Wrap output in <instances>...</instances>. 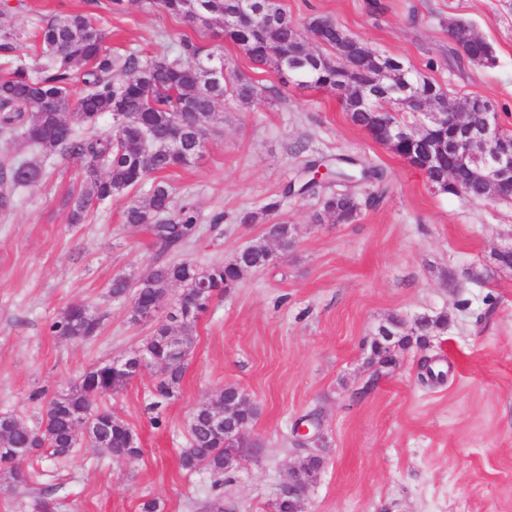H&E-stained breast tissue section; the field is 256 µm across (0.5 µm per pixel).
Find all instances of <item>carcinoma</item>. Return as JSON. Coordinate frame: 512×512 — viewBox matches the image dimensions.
I'll return each mask as SVG.
<instances>
[{"label":"carcinoma","mask_w":512,"mask_h":512,"mask_svg":"<svg viewBox=\"0 0 512 512\" xmlns=\"http://www.w3.org/2000/svg\"><path fill=\"white\" fill-rule=\"evenodd\" d=\"M159 4L198 33L216 28L237 45L253 62L269 67L283 86L325 88L338 91L350 121L373 132L381 144L374 116L384 114L396 127H406L399 115L409 112L417 121L423 116L402 101V95L389 91L406 83L415 86L431 108L448 106V94L430 80L406 68L394 58L385 57L365 43L353 40L331 20L314 17L299 26L282 5L275 4L273 23L250 28L225 25L233 0H147ZM458 66L464 63L490 67L496 61L492 44L462 19L450 23ZM35 38L41 48L40 59L27 62L20 53L27 33L0 23V142L11 145L22 139L30 156H6L0 161V215L13 210L19 189L37 183L44 174L46 157L62 155L82 165V188L69 201V223L82 224L95 205L152 180L147 197L135 201L123 213L124 224L133 233L146 230L152 236L155 258L148 274L130 280H112L114 297L132 302V318L148 313L169 285L181 282L190 287L207 282L219 292L235 287L248 269L268 265V242L295 238V227L286 222L267 225L265 236L238 252L232 260L202 268L191 262L171 263L166 254L191 242L197 235L200 214L193 202L184 201L171 208V187L165 174L187 168L203 155L205 136L216 105L226 97L251 104L259 92L250 81L226 69L224 45L203 43L185 35L171 53L148 59L138 51L114 52L105 44L102 18L84 11L57 15L36 26ZM355 57L362 58L372 74L373 93L366 105L356 97L365 80L360 71L345 74L339 66ZM82 84L84 93L76 97L73 87ZM79 116L82 128L67 116ZM103 116L119 118V127L110 134L95 132ZM376 167L352 158L336 162L309 163L303 175L290 181L282 193L271 197L263 211H279L291 195L314 193L324 185H336L322 200V210L333 221L347 224L355 220L362 206L376 198L360 199V185L379 179ZM433 188L462 201L485 200L490 196L477 178L465 176L459 189L448 187L447 172L438 168L428 177ZM213 297L207 292L202 304L176 320L170 313L157 319L154 329L139 348L152 366H160L154 384L150 409L160 411L177 396L187 368V360L172 353L171 337L191 350L197 321ZM448 316H421L408 328L398 317L387 319L377 330L370 349L390 343L404 349L411 343L427 346L430 338L445 330ZM100 320L88 306L72 304L52 324V329L68 339L96 334ZM132 380L117 373L106 362L89 373H81L72 388L49 398L39 426L31 428L18 416L0 417V475L7 485L26 486L33 480L24 463L36 455L50 461L64 460L73 452L72 417L83 411L97 414L103 421L100 436L92 441L101 454L133 458L141 453L137 437L123 420L100 410L96 402L117 394ZM217 398L237 410V416L224 429L211 427L210 406L194 409L197 425L190 430L188 448L180 455L183 470L205 469L218 481L230 479L225 468L230 435L249 426L256 417L249 395L234 385L219 391Z\"/></svg>","instance_id":"obj_1"}]
</instances>
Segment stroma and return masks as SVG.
<instances>
[{"mask_svg": "<svg viewBox=\"0 0 512 512\" xmlns=\"http://www.w3.org/2000/svg\"><path fill=\"white\" fill-rule=\"evenodd\" d=\"M298 23L326 17L380 54L400 59L451 100H489L512 132V0H281ZM15 26L43 15L90 9L86 0H10ZM106 44L153 55L189 29L164 9L110 11ZM463 19L493 44L494 67L448 64L451 21ZM305 144L296 153V144ZM351 156L381 172L363 185L376 196L355 221L321 218V197L288 198L277 213L267 199L307 162ZM44 176L0 216V414L37 426L34 392H68L89 366L131 354L152 325L131 319V301L114 298L115 277L145 275L153 262L146 232L131 233L123 212L146 189L113 198L68 221L69 193L82 184L79 162L43 161ZM167 180L172 203L191 199L201 220L195 240L169 261L201 266L231 260L266 226L296 227L288 257L244 274L215 295L200 317L181 389L151 423L154 370L103 400L137 434L141 453L114 458L80 447L41 468L28 486L0 490V512H35L43 494L65 512H270L290 465L306 448L293 426L317 415L323 468L304 495L305 512H512V268L494 250L512 242V202L473 201L436 192L426 175L353 125L336 95L288 86L281 98L248 106L225 98L216 108L201 159ZM254 223H240L243 213ZM220 223H213V216ZM100 319L96 335L71 340L51 325L71 304ZM447 315L427 347L398 351L395 370L374 375L369 343L391 316L413 323ZM445 372L432 387L417 381L422 359ZM369 393H362L365 381ZM245 390L257 408L250 434L260 452L215 484L206 470L184 471L192 410L224 386Z\"/></svg>", "mask_w": 512, "mask_h": 512, "instance_id": "obj_1", "label": "stroma"}]
</instances>
